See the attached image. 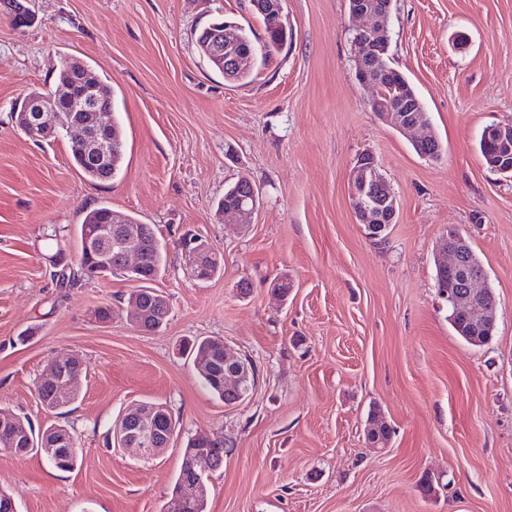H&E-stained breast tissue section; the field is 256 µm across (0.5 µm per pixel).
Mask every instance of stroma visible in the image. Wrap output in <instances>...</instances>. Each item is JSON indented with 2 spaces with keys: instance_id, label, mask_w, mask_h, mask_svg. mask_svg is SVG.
Listing matches in <instances>:
<instances>
[{
  "instance_id": "stroma-1",
  "label": "stroma",
  "mask_w": 512,
  "mask_h": 512,
  "mask_svg": "<svg viewBox=\"0 0 512 512\" xmlns=\"http://www.w3.org/2000/svg\"><path fill=\"white\" fill-rule=\"evenodd\" d=\"M27 5V27L0 5V407L38 430L68 427L82 461L60 471L38 453H0V489L19 512H168L182 449L201 431L225 448L208 512H512V178L477 148L486 126L512 124V0H394L386 61L421 97L443 145L436 160L371 112L348 0H284L288 39L247 85L227 82L196 39L221 19L264 41L249 0ZM63 57L115 91L124 157L111 181L79 172L64 131L36 142L11 118L26 94L56 88ZM365 152L399 205L378 243L348 191ZM243 176L258 209L252 223L225 222L217 204ZM102 205L167 243L158 332L129 322L122 277L55 286L50 255L75 257L78 224ZM451 226L497 300L481 347L455 333L436 288L434 254ZM187 234L223 257L209 281L186 267ZM281 280L284 300L271 291ZM206 337L256 368L237 405L196 377L186 346ZM72 354L86 374L59 417L35 384ZM140 402L178 423L153 460L107 441ZM375 407L394 429L382 451L364 433Z\"/></svg>"
}]
</instances>
